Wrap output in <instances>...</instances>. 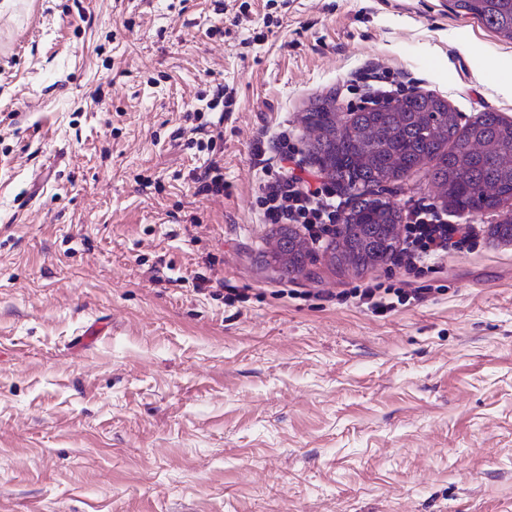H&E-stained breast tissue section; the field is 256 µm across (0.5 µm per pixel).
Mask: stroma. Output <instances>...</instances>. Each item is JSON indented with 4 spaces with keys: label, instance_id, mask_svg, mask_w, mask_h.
I'll return each instance as SVG.
<instances>
[{
    "label": "stroma",
    "instance_id": "35a3bbf8",
    "mask_svg": "<svg viewBox=\"0 0 512 512\" xmlns=\"http://www.w3.org/2000/svg\"><path fill=\"white\" fill-rule=\"evenodd\" d=\"M505 54L450 0H0V512H512V203L450 210L426 165L378 196L478 225L470 250L415 277L313 245L286 278L252 156L284 130L321 176L306 111L345 122L369 63L512 121ZM370 282L430 294L381 317ZM193 179L196 183L202 184V190L213 193L224 192V177L220 173L218 166L213 165L204 171L193 174Z\"/></svg>",
    "mask_w": 512,
    "mask_h": 512
}]
</instances>
